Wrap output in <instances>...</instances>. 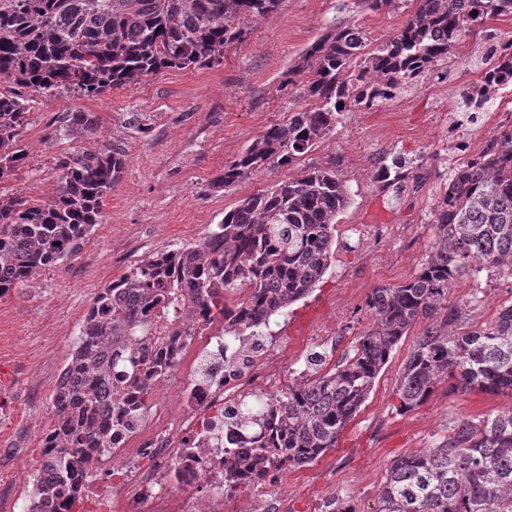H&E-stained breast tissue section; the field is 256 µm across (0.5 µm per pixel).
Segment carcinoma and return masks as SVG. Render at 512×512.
Segmentation results:
<instances>
[{"label": "carcinoma", "instance_id": "cac0c4a2", "mask_svg": "<svg viewBox=\"0 0 512 512\" xmlns=\"http://www.w3.org/2000/svg\"><path fill=\"white\" fill-rule=\"evenodd\" d=\"M281 0H0V183L27 165L20 132L32 104L70 92L93 97L170 68L221 62L244 26L275 13ZM396 34L376 49L366 35L338 23L288 69L282 87L297 88L308 106L270 125L213 182L222 188L259 169L290 164L336 128L342 112L359 109L380 84L397 88L413 72L430 75L486 20L512 16V0H416ZM305 80L298 81V78ZM58 134H96L90 112H64ZM126 155L112 146L57 164L59 188L47 202L0 197V296L75 254L103 221V203L121 181ZM409 178L407 162L391 158L390 179ZM351 203L334 170L313 167L244 199L224 213L200 243L158 253L109 283L87 313L82 334L55 392L58 449L55 498L97 445L93 412L123 394L122 379L162 345L154 325L188 308L224 318V335L268 325L307 297L330 265L334 224ZM436 239L416 276L373 289V323L334 364L323 351L306 355L308 373L288 383V396L241 406L235 425H268L257 458L283 438L288 466L314 462L356 416L403 336L426 320L403 365L399 403L421 405L441 382L454 391L512 397V299L494 319L472 326L465 306L448 301L462 276L512 279V124L499 125L483 150L450 169L431 211ZM118 374L106 388L107 371ZM376 512H512V407L477 421L458 419L433 447L394 460Z\"/></svg>", "mask_w": 512, "mask_h": 512}]
</instances>
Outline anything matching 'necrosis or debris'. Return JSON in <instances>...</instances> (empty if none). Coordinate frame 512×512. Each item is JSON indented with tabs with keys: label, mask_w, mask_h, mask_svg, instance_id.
Listing matches in <instances>:
<instances>
[{
	"label": "necrosis or debris",
	"mask_w": 512,
	"mask_h": 512,
	"mask_svg": "<svg viewBox=\"0 0 512 512\" xmlns=\"http://www.w3.org/2000/svg\"><path fill=\"white\" fill-rule=\"evenodd\" d=\"M176 343L160 354L189 371L174 387L142 371L140 381L160 393L174 391L177 411L154 422L150 407L132 397L113 402L95 423L111 455L95 456L75 481L70 512H288L279 479L286 458L254 463L261 429L244 432L225 425L248 396L282 397L273 385L276 362L266 344L248 334L225 337L223 320L206 322L193 311L167 329Z\"/></svg>",
	"instance_id": "4bbe7bcc"
}]
</instances>
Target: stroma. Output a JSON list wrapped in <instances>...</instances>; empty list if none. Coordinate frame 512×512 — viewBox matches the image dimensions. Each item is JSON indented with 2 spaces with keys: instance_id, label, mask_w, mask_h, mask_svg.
<instances>
[{
  "instance_id": "35a3bbf8",
  "label": "stroma",
  "mask_w": 512,
  "mask_h": 512,
  "mask_svg": "<svg viewBox=\"0 0 512 512\" xmlns=\"http://www.w3.org/2000/svg\"><path fill=\"white\" fill-rule=\"evenodd\" d=\"M415 8L414 0H392L378 12L354 0H282L276 14L248 24L243 42L225 47L219 64L173 68L95 97L72 94L34 105L22 132L28 163L0 183L1 194L48 201L57 192L59 159L107 146L122 148L127 166L104 202L102 224L81 249L0 296L1 481L14 480L13 461L35 466L41 433L55 417L56 382L102 289L153 255L201 242L226 211L280 180L327 167L345 181L351 203L335 226L336 254L313 292L259 330L278 352L279 382H288L291 368L323 341L335 342L337 354L347 352L372 321L366 307L372 290L415 277L434 241L436 188L456 163L444 149L456 131L437 117V77L405 92L403 103L342 113L335 130L289 167L213 185L270 124L304 108L282 83L314 41L336 22H349L374 49ZM62 112L93 113L98 133L79 141L59 137L55 119ZM389 154L430 161L422 193L377 181L378 160ZM449 298L467 303L481 324L512 298V279L479 286L466 280ZM420 333L415 327L403 337L335 448L285 473L288 512H311L333 492L352 500L356 512H375L392 460L431 447L450 421L512 407L511 397L455 392L442 383L419 407L397 413L402 367Z\"/></svg>"
}]
</instances>
